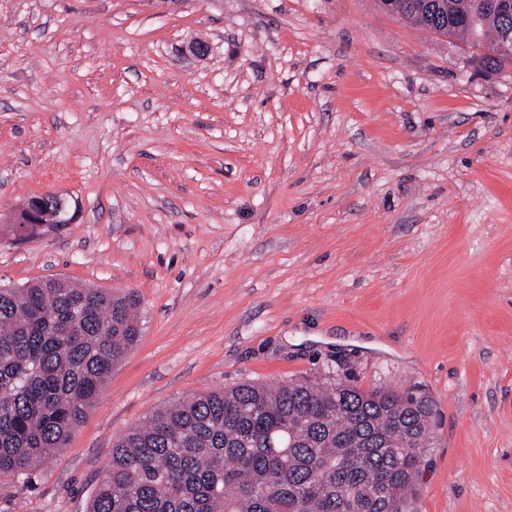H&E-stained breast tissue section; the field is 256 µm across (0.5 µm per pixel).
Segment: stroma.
Masks as SVG:
<instances>
[{
    "mask_svg": "<svg viewBox=\"0 0 512 512\" xmlns=\"http://www.w3.org/2000/svg\"><path fill=\"white\" fill-rule=\"evenodd\" d=\"M54 277L141 336L0 512H87L165 402L330 377L435 403L414 512H512V67L379 0H0V287ZM56 197L57 195L54 194ZM55 197H48L45 200L46 211L44 212V218L42 219V212L44 209V201L42 198H36L32 200L25 210V224L14 225V231H24L27 236L32 235L40 227L41 224H47V228H52L56 224H67L70 221L69 207L63 203L58 206V202ZM24 233H19V236H24Z\"/></svg>",
    "mask_w": 512,
    "mask_h": 512,
    "instance_id": "35a3bbf8",
    "label": "stroma"
}]
</instances>
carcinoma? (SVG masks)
Masks as SVG:
<instances>
[{
    "instance_id": "carcinoma-1",
    "label": "carcinoma",
    "mask_w": 512,
    "mask_h": 512,
    "mask_svg": "<svg viewBox=\"0 0 512 512\" xmlns=\"http://www.w3.org/2000/svg\"><path fill=\"white\" fill-rule=\"evenodd\" d=\"M403 22L512 64V9L380 0ZM42 223L70 221L45 200ZM130 293L40 279L0 288V475L28 484L67 445L139 337ZM428 397L345 380L241 383L156 408L112 448L88 512H408L428 462Z\"/></svg>"
}]
</instances>
